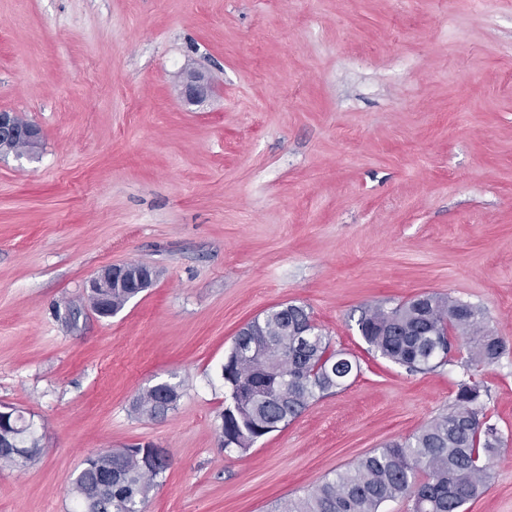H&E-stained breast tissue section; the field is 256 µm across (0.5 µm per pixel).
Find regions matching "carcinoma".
I'll use <instances>...</instances> for the list:
<instances>
[{
    "label": "carcinoma",
    "instance_id": "obj_1",
    "mask_svg": "<svg viewBox=\"0 0 512 512\" xmlns=\"http://www.w3.org/2000/svg\"><path fill=\"white\" fill-rule=\"evenodd\" d=\"M140 288L112 289V310L120 312ZM262 326L236 336L232 354L239 369L222 375L227 396L220 438L224 449L248 452L266 435L288 425L321 395L340 389L360 369L357 361L330 349L320 331L297 345L296 333L312 323L297 304L267 311ZM358 331L374 354L410 371H428L452 358L451 338L467 348L466 366L477 369L497 361L505 351L488 333L481 309L447 294L432 293L393 308L375 305L362 312ZM178 390L158 383L143 390L133 410L151 419L166 416L158 398ZM481 396L476 381L462 382L453 406L402 441L391 442L326 479L303 497L279 502L274 512H381L394 499L412 500V512H464L485 488L489 472L484 458L504 445L496 425L475 407ZM0 442L26 454L32 462L42 453L33 424L9 415L0 423ZM142 445L111 449L91 456L72 482L76 512H92L103 494L111 512H144L149 494L160 485L167 466L143 469ZM112 473L103 491L99 475Z\"/></svg>",
    "mask_w": 512,
    "mask_h": 512
}]
</instances>
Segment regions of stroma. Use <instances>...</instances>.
Masks as SVG:
<instances>
[{"instance_id":"stroma-1","label":"stroma","mask_w":512,"mask_h":512,"mask_svg":"<svg viewBox=\"0 0 512 512\" xmlns=\"http://www.w3.org/2000/svg\"><path fill=\"white\" fill-rule=\"evenodd\" d=\"M191 68L215 86L198 105ZM0 110L43 133L0 158V405L44 448L0 466V512H72L87 457L144 442L170 457L146 512L303 496L472 376L359 335L369 307L432 292L505 344L472 376L505 445L464 512H512V0H0ZM125 262L157 279L99 317L88 282ZM288 303L362 371L223 449L224 357ZM160 382L176 408L136 415ZM175 391H177L179 393L177 385L171 384L168 382H162V383L153 385L151 387H148L145 390H143L135 399L134 404H133V410L137 414H139L141 416H146L151 419L162 418V417L166 416V414L168 413L169 410L174 409V407L176 406V402L173 406L169 407L166 410H165L164 406H161L159 408L155 404V402L157 401V399L159 397H162V396L165 397L166 394H169V393L175 392ZM179 399H180V393H179L178 400Z\"/></svg>"}]
</instances>
